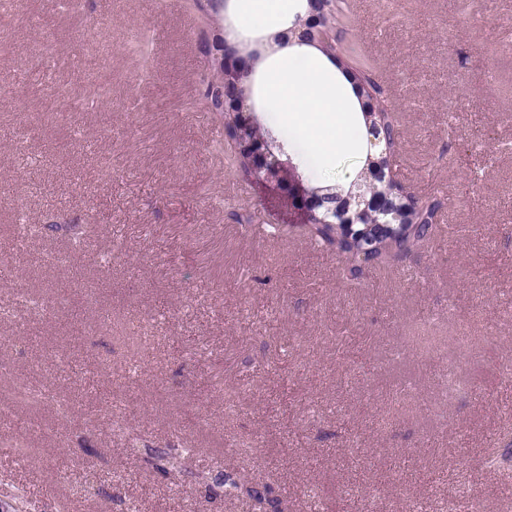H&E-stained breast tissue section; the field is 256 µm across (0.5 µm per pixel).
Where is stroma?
<instances>
[{"label": "stroma", "instance_id": "stroma-1", "mask_svg": "<svg viewBox=\"0 0 512 512\" xmlns=\"http://www.w3.org/2000/svg\"><path fill=\"white\" fill-rule=\"evenodd\" d=\"M0 0V258L39 295L0 323V499L24 512H271L213 494L221 473L282 512H512V478L480 459L512 439V0H346L343 54L400 126L398 180L435 197L424 250L347 281L278 186L244 178L222 116L199 108L214 34L257 50L256 123L307 188L356 180L367 131L324 125L344 151L267 104L273 21L229 0ZM96 109L45 111L41 95ZM37 224L18 242L15 210ZM83 227L91 251L63 228ZM472 345L459 347L460 329ZM51 380L70 413L16 401ZM112 401L93 417L100 391ZM188 448L180 471L147 462Z\"/></svg>", "mask_w": 512, "mask_h": 512}]
</instances>
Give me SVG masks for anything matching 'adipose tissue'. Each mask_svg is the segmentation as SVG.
Returning a JSON list of instances; mask_svg holds the SVG:
<instances>
[{
    "mask_svg": "<svg viewBox=\"0 0 512 512\" xmlns=\"http://www.w3.org/2000/svg\"><path fill=\"white\" fill-rule=\"evenodd\" d=\"M267 101L296 123L308 113L314 114L318 122H331L351 109L342 76L332 75L312 59L278 61L268 76Z\"/></svg>",
    "mask_w": 512,
    "mask_h": 512,
    "instance_id": "ef3b65f1",
    "label": "adipose tissue"
}]
</instances>
